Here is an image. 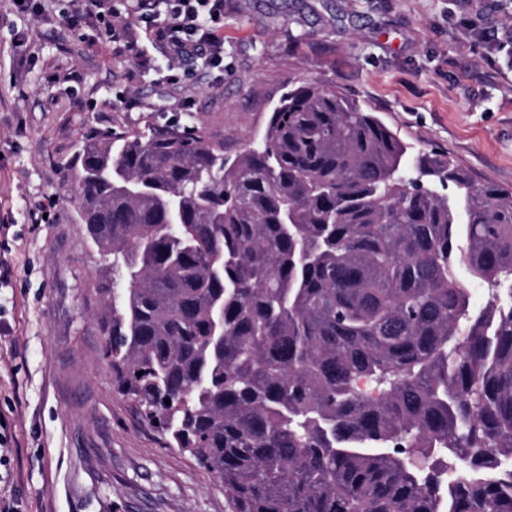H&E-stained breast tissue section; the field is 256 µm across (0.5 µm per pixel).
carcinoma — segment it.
Returning a JSON list of instances; mask_svg holds the SVG:
<instances>
[{"label":"carcinoma","instance_id":"carcinoma-1","mask_svg":"<svg viewBox=\"0 0 512 512\" xmlns=\"http://www.w3.org/2000/svg\"><path fill=\"white\" fill-rule=\"evenodd\" d=\"M74 169L112 385L229 512H512V188L315 82L231 159L102 129Z\"/></svg>","mask_w":512,"mask_h":512}]
</instances>
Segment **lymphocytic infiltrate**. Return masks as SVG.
Listing matches in <instances>:
<instances>
[{
  "label": "lymphocytic infiltrate",
  "mask_w": 512,
  "mask_h": 512,
  "mask_svg": "<svg viewBox=\"0 0 512 512\" xmlns=\"http://www.w3.org/2000/svg\"><path fill=\"white\" fill-rule=\"evenodd\" d=\"M82 16L101 25L113 42L128 39L129 25L145 29L169 60V79L184 77L180 63L194 59L204 65L224 62V0H80ZM127 14L128 23L118 20Z\"/></svg>",
  "instance_id": "obj_1"
}]
</instances>
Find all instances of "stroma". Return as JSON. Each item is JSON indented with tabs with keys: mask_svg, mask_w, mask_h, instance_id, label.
<instances>
[{
	"mask_svg": "<svg viewBox=\"0 0 512 512\" xmlns=\"http://www.w3.org/2000/svg\"><path fill=\"white\" fill-rule=\"evenodd\" d=\"M0 0V501L16 512H227L224 485L112 388L101 257L77 222L72 161L96 129L196 122L225 155L295 84L336 85L411 152L512 188V0H224V64L168 60L131 29ZM56 204L45 223L32 213Z\"/></svg>",
	"mask_w": 512,
	"mask_h": 512,
	"instance_id": "obj_1",
	"label": "stroma"
}]
</instances>
